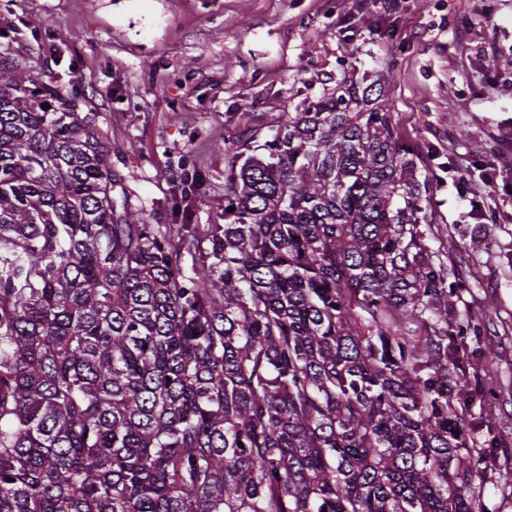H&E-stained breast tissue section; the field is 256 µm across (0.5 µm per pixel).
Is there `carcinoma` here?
Returning a JSON list of instances; mask_svg holds the SVG:
<instances>
[{
  "label": "carcinoma",
  "mask_w": 512,
  "mask_h": 512,
  "mask_svg": "<svg viewBox=\"0 0 512 512\" xmlns=\"http://www.w3.org/2000/svg\"><path fill=\"white\" fill-rule=\"evenodd\" d=\"M394 78L235 153L187 278L96 114L0 47V512H491L461 348L497 354L453 320Z\"/></svg>",
  "instance_id": "obj_1"
}]
</instances>
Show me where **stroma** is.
<instances>
[{"mask_svg":"<svg viewBox=\"0 0 512 512\" xmlns=\"http://www.w3.org/2000/svg\"><path fill=\"white\" fill-rule=\"evenodd\" d=\"M76 93L112 144L131 209L163 224L184 275L205 249L186 224L224 221L225 140L271 138L337 79L393 70L401 138L420 156L432 249L459 313L482 317L497 363L472 410L486 494L512 512V0H0V42ZM481 238L472 248V238Z\"/></svg>","mask_w":512,"mask_h":512,"instance_id":"stroma-1","label":"stroma"}]
</instances>
